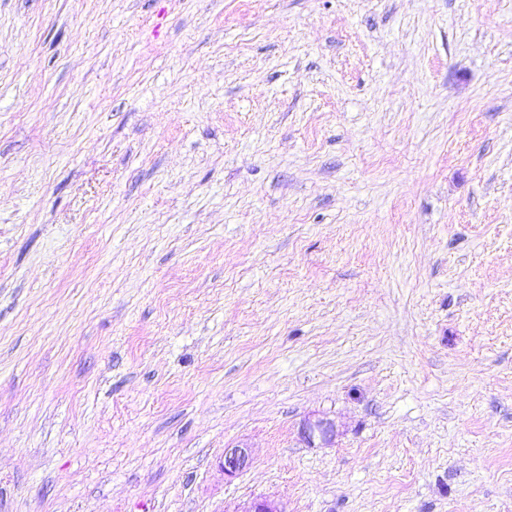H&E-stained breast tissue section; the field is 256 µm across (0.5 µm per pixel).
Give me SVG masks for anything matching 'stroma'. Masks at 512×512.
Here are the masks:
<instances>
[{"label": "stroma", "mask_w": 512, "mask_h": 512, "mask_svg": "<svg viewBox=\"0 0 512 512\" xmlns=\"http://www.w3.org/2000/svg\"><path fill=\"white\" fill-rule=\"evenodd\" d=\"M260 496L512 512V0H0V512ZM334 433V424L325 419H308L302 426V434L309 443L316 439L324 444L331 443ZM252 461L250 448L246 446H234L224 450V475L233 477L245 470Z\"/></svg>", "instance_id": "obj_1"}]
</instances>
